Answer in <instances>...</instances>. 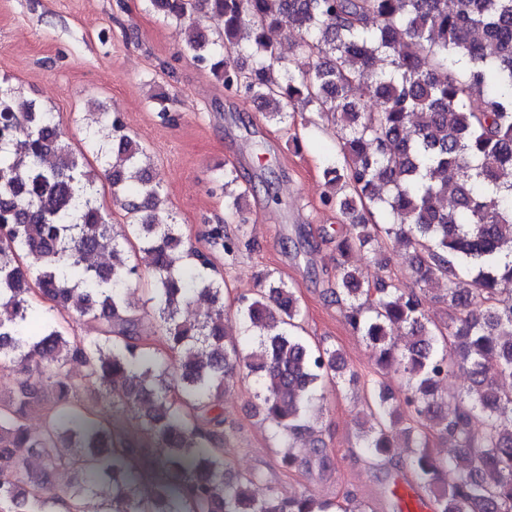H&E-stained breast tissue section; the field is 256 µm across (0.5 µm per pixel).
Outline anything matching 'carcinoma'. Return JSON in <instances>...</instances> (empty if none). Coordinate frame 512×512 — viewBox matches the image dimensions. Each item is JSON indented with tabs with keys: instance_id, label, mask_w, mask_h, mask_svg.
Returning a JSON list of instances; mask_svg holds the SVG:
<instances>
[{
	"instance_id": "obj_1",
	"label": "carcinoma",
	"mask_w": 512,
	"mask_h": 512,
	"mask_svg": "<svg viewBox=\"0 0 512 512\" xmlns=\"http://www.w3.org/2000/svg\"><path fill=\"white\" fill-rule=\"evenodd\" d=\"M184 34V50L224 87L260 101L270 121L299 111L338 129L323 171V204L345 224L336 237L334 288L347 302L348 325L365 337L375 377L363 384L359 440L387 456L399 440L436 512H512V391L489 375L512 378V0H149ZM214 32L192 27L199 11ZM297 33L285 58L272 30ZM465 59L459 76L448 59ZM87 132L99 168L61 141L55 113L0 81V366L28 378L0 398V512H85L109 488V512H368L303 490L256 499V474L233 480L223 448L219 407L224 388L260 377L259 412L276 430L281 462L298 464L294 443L315 437L314 401L325 380L341 377L336 348L299 334L296 288L271 280L237 297L238 325L224 309V280L208 273L209 255L186 244L166 213L146 149L119 113H104ZM112 186L129 218L127 234L151 257L143 272L117 242L97 200ZM224 223L210 224L207 244L232 254L240 240L224 224H245L250 189L236 170L216 179ZM389 240L412 249L408 274L420 291L391 276L366 284L351 268L354 251L379 253ZM109 254L112 262L96 258ZM148 282L152 314L137 313L129 294ZM442 285L448 320L425 315V294ZM51 303L41 314L33 297ZM197 295L211 308L193 323L179 318ZM83 317L95 336H75L59 319ZM407 329L405 343L387 327ZM257 336L247 348L237 329ZM73 362L84 368L69 377ZM399 365L400 389L386 380ZM464 373L466 390L442 383ZM107 394L88 407L83 390ZM43 412L39 430L28 410ZM135 413L141 432L168 451L156 456L114 429L112 410ZM448 456L437 452V445ZM36 459L75 481L53 489L30 472ZM453 467L452 483L444 476ZM158 475L145 499L139 479Z\"/></svg>"
}]
</instances>
